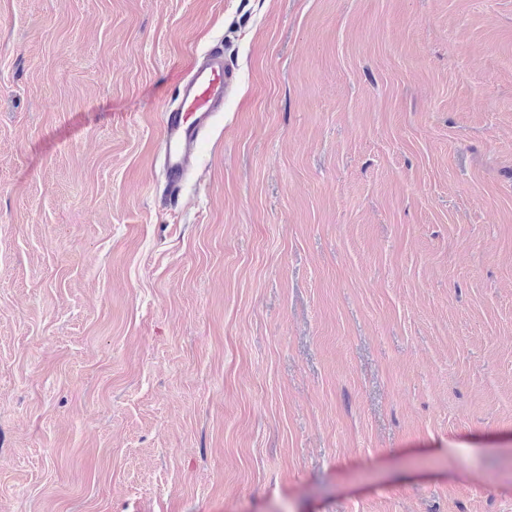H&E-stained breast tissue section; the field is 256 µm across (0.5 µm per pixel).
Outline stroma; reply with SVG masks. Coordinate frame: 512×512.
<instances>
[{"instance_id":"obj_1","label":"stroma","mask_w":512,"mask_h":512,"mask_svg":"<svg viewBox=\"0 0 512 512\" xmlns=\"http://www.w3.org/2000/svg\"><path fill=\"white\" fill-rule=\"evenodd\" d=\"M0 512H512V0H0ZM234 78V66L224 57L222 43L197 55L176 76V101L162 110L160 136L161 171L170 202L177 200L199 141L216 113L224 110V97Z\"/></svg>"}]
</instances>
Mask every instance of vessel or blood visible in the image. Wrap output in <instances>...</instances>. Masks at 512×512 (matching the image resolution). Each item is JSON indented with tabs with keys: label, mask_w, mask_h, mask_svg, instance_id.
Returning a JSON list of instances; mask_svg holds the SVG:
<instances>
[{
	"label": "vessel or blood",
	"mask_w": 512,
	"mask_h": 512,
	"mask_svg": "<svg viewBox=\"0 0 512 512\" xmlns=\"http://www.w3.org/2000/svg\"><path fill=\"white\" fill-rule=\"evenodd\" d=\"M234 78V67L220 43L197 55L176 76V100L162 110L160 136L162 175L171 195L181 190L196 147L216 113L223 111Z\"/></svg>",
	"instance_id": "b4317fda"
}]
</instances>
